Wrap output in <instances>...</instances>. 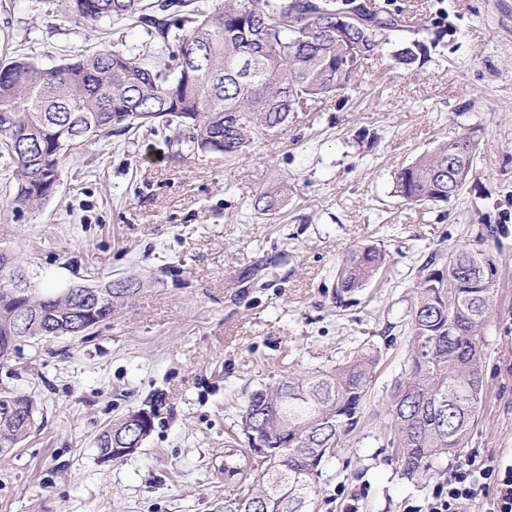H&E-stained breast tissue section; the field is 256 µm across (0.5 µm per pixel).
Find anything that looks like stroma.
Listing matches in <instances>:
<instances>
[{
    "label": "stroma",
    "instance_id": "1",
    "mask_svg": "<svg viewBox=\"0 0 512 512\" xmlns=\"http://www.w3.org/2000/svg\"><path fill=\"white\" fill-rule=\"evenodd\" d=\"M363 2L408 30L382 35L346 88L236 156L179 155L143 129L91 142L20 218L0 168V252L34 294L141 283L89 334L0 363V387L29 396L40 426L0 458V512H222L238 490L224 454L249 393L333 369L364 344L381 367L311 512H426L456 464L512 459V0ZM147 40L140 27L77 25L67 0H0V60L22 53L51 68ZM415 40V59L396 60ZM458 135L476 146L459 198L399 197L397 173ZM279 186L281 209L257 214L255 199ZM364 245L384 250L385 271L338 295L337 266ZM462 246L499 270L483 403L464 448L410 480L388 446L409 309L422 265ZM149 407L141 447L102 460L103 428Z\"/></svg>",
    "mask_w": 512,
    "mask_h": 512
}]
</instances>
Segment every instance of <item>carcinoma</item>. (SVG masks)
Masks as SVG:
<instances>
[{
  "instance_id": "carcinoma-1",
  "label": "carcinoma",
  "mask_w": 512,
  "mask_h": 512,
  "mask_svg": "<svg viewBox=\"0 0 512 512\" xmlns=\"http://www.w3.org/2000/svg\"><path fill=\"white\" fill-rule=\"evenodd\" d=\"M87 23L143 26L157 40L142 53L81 50L45 69L33 58L0 62V157L8 160L19 217L59 186L62 158L116 131L147 128L190 153L232 157L255 138L278 129L288 113L303 111L345 88L356 74L347 66L348 44L331 20L359 14L378 29L402 31L406 22L385 18L356 0H68ZM362 58L380 50L361 29ZM476 151L448 161V144L419 156L396 177L408 202H448L460 195ZM281 205L265 192L253 209ZM386 263L375 246L351 251L337 270L345 292L364 287ZM410 306L406 378L392 394L390 416L403 474L413 479L422 463L464 447L485 389L483 328L491 313L498 268L482 250L459 248L432 258ZM23 274L0 253V359L40 336H80L112 317L114 303L137 291L126 279L81 286L66 296H35L18 287ZM377 352L361 348L331 371L286 377L253 391L240 429L258 464L240 493L224 498V512H308L315 477L361 418ZM137 412L109 424L97 438L100 457L110 434L136 442ZM33 429L26 421H0V457L11 454ZM258 504L253 509L252 504Z\"/></svg>"
}]
</instances>
